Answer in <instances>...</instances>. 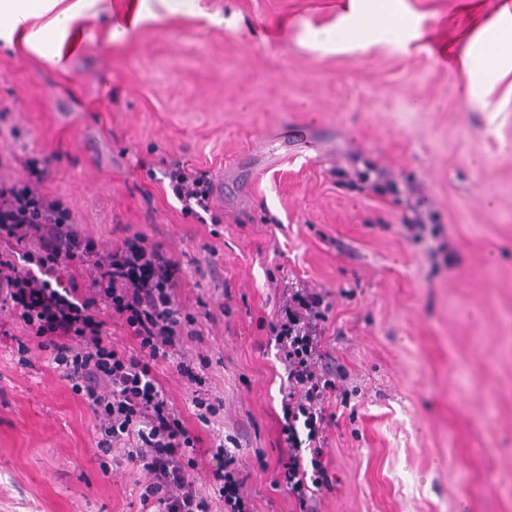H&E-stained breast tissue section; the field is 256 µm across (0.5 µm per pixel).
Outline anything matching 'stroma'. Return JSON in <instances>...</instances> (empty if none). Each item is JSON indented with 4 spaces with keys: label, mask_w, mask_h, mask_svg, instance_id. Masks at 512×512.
<instances>
[{
    "label": "stroma",
    "mask_w": 512,
    "mask_h": 512,
    "mask_svg": "<svg viewBox=\"0 0 512 512\" xmlns=\"http://www.w3.org/2000/svg\"><path fill=\"white\" fill-rule=\"evenodd\" d=\"M343 0H204L224 24L155 7L119 43L105 19L67 74L0 47V180L53 158L43 192L111 251L141 233L179 262L215 414L156 365L197 438L203 495L237 449L254 512L271 486L285 371L270 324L291 288L323 291L341 368L318 512H512V72L469 95L437 50L472 0H400L410 32L325 50ZM219 189L220 224L184 215L165 171ZM149 474L96 420L49 349L0 312V512H143Z\"/></svg>",
    "instance_id": "1"
}]
</instances>
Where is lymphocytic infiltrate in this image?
I'll return each mask as SVG.
<instances>
[{"label":"lymphocytic infiltrate","mask_w":512,"mask_h":512,"mask_svg":"<svg viewBox=\"0 0 512 512\" xmlns=\"http://www.w3.org/2000/svg\"><path fill=\"white\" fill-rule=\"evenodd\" d=\"M51 165L48 155L28 158L29 181L0 182V241L11 246L0 252V311L52 347L57 369L98 422L99 447L127 442L128 458L151 473L141 494L144 506L210 512L192 475L197 440L152 371L153 363L176 360L195 387L193 405L205 406L204 378L193 363L177 358L185 340L203 338L182 312L181 268L163 243L139 235L100 253L92 237L78 232L66 203L41 191ZM166 176L183 214L210 212L213 183L206 172L177 161ZM75 258L88 266L89 284L63 280L64 262ZM327 309L325 294L292 288L271 325L288 382L281 400L283 450L272 484L287 492L294 512H316L319 494L332 486L323 450L338 370L325 345ZM106 312L122 318L139 354L105 342ZM214 451L224 458L223 469L211 478L224 512H253L241 491L245 478L236 454L220 443Z\"/></svg>","instance_id":"1"}]
</instances>
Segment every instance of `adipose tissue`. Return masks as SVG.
I'll return each instance as SVG.
<instances>
[{"instance_id": "adipose-tissue-1", "label": "adipose tissue", "mask_w": 512, "mask_h": 512, "mask_svg": "<svg viewBox=\"0 0 512 512\" xmlns=\"http://www.w3.org/2000/svg\"><path fill=\"white\" fill-rule=\"evenodd\" d=\"M101 0H0V43L34 56L42 66L65 69L81 46ZM409 17L394 0H380L373 10L350 9L345 25L313 30V38L331 48L361 43L368 35L387 38L400 32ZM455 54L481 84L512 71V25L496 18L477 36H460Z\"/></svg>"}]
</instances>
